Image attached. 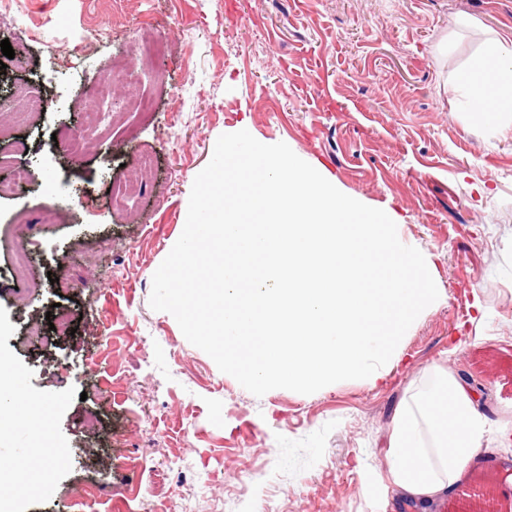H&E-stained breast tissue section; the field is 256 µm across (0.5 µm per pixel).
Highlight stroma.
I'll use <instances>...</instances> for the list:
<instances>
[{"mask_svg":"<svg viewBox=\"0 0 512 512\" xmlns=\"http://www.w3.org/2000/svg\"><path fill=\"white\" fill-rule=\"evenodd\" d=\"M11 2L0 41L24 50L0 75V113L30 81L49 105L0 139V179L17 166L29 177L0 197V370L57 402L51 456L25 431L0 437L6 468L25 463L50 483L0 497L11 512H163L158 473L193 512H370L367 478L385 466L396 410L434 364L512 433V132L459 103L488 33L512 31V0ZM461 15L476 26L457 34ZM142 28L166 46L150 68ZM119 67L113 103L137 92L154 112H105L83 153L65 154L57 142L81 126L79 105ZM241 129L286 143L431 256L439 298L382 379L259 398L150 307L196 175L217 138ZM143 154L152 176L129 207L112 206ZM50 316L75 334L46 329ZM66 448L82 449L77 463L61 460Z\"/></svg>","mask_w":512,"mask_h":512,"instance_id":"obj_1","label":"stroma"}]
</instances>
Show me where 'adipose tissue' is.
<instances>
[{"instance_id": "ef3b65f1", "label": "adipose tissue", "mask_w": 512, "mask_h": 512, "mask_svg": "<svg viewBox=\"0 0 512 512\" xmlns=\"http://www.w3.org/2000/svg\"><path fill=\"white\" fill-rule=\"evenodd\" d=\"M470 70L482 87L462 79L469 110L512 112V36L493 35ZM491 432V420L470 391L448 369L427 367L412 380L393 420L386 466L371 475V487L391 488L419 502L440 499L467 474Z\"/></svg>"}]
</instances>
